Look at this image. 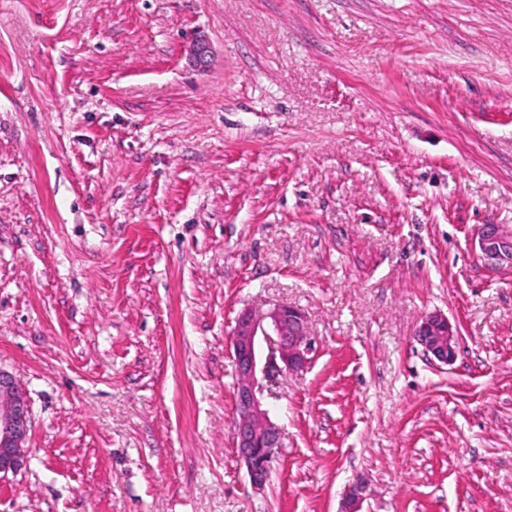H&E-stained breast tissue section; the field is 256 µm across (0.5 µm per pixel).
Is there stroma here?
<instances>
[{"label":"stroma","mask_w":512,"mask_h":512,"mask_svg":"<svg viewBox=\"0 0 512 512\" xmlns=\"http://www.w3.org/2000/svg\"><path fill=\"white\" fill-rule=\"evenodd\" d=\"M482 224L512 225V0H0V369L32 411L0 512H338L360 477L370 512H512ZM275 303L317 353L257 490L227 339ZM413 336L430 361L445 366L455 362L456 334L448 317L443 313L432 312L422 317Z\"/></svg>","instance_id":"1"}]
</instances>
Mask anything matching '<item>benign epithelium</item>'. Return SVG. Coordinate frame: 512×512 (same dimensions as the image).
Segmentation results:
<instances>
[{
    "label": "benign epithelium",
    "instance_id": "benign-epithelium-1",
    "mask_svg": "<svg viewBox=\"0 0 512 512\" xmlns=\"http://www.w3.org/2000/svg\"><path fill=\"white\" fill-rule=\"evenodd\" d=\"M473 246L489 269H512V225H480ZM414 339L430 361L445 366L455 362L456 334L444 314L432 312L422 317ZM315 352L308 318L296 306L277 303L262 317L245 309L236 319L230 336L235 372L231 437L256 489L269 482L284 445V434L272 421L268 407V400L276 398L273 385L284 374L304 371ZM30 424L26 394L12 375L0 370V474L17 471ZM367 499V484L357 481L345 494L340 512H363Z\"/></svg>",
    "mask_w": 512,
    "mask_h": 512
}]
</instances>
